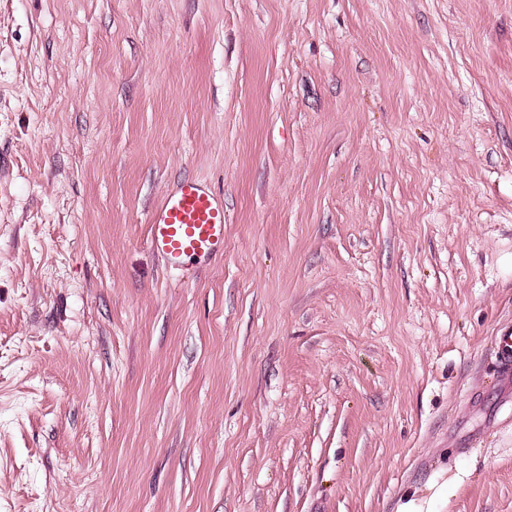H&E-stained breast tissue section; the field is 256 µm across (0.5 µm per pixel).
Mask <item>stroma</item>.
I'll list each match as a JSON object with an SVG mask.
<instances>
[{"label": "stroma", "mask_w": 512, "mask_h": 512, "mask_svg": "<svg viewBox=\"0 0 512 512\" xmlns=\"http://www.w3.org/2000/svg\"><path fill=\"white\" fill-rule=\"evenodd\" d=\"M511 324L512 0H0V512H512ZM149 223V243L171 270L224 252V204L195 181L166 194Z\"/></svg>", "instance_id": "1"}]
</instances>
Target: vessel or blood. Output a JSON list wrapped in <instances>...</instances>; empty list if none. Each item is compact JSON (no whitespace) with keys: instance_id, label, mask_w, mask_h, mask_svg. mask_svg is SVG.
Returning a JSON list of instances; mask_svg holds the SVG:
<instances>
[{"instance_id":"1","label":"vessel or blood","mask_w":512,"mask_h":512,"mask_svg":"<svg viewBox=\"0 0 512 512\" xmlns=\"http://www.w3.org/2000/svg\"><path fill=\"white\" fill-rule=\"evenodd\" d=\"M149 243L170 269L205 260L224 250V205L209 189L182 182L153 210Z\"/></svg>"}]
</instances>
